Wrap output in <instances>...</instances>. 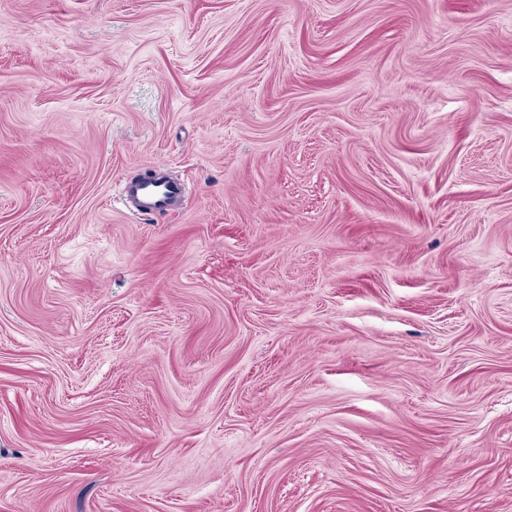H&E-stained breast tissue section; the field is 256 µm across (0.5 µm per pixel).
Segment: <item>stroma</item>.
Listing matches in <instances>:
<instances>
[{"label":"stroma","mask_w":512,"mask_h":512,"mask_svg":"<svg viewBox=\"0 0 512 512\" xmlns=\"http://www.w3.org/2000/svg\"><path fill=\"white\" fill-rule=\"evenodd\" d=\"M0 512H512V0H0ZM161 166H152L150 175L138 180L122 179L121 197L135 216L165 215L176 210L183 202L186 187L178 180L166 176Z\"/></svg>","instance_id":"35a3bbf8"}]
</instances>
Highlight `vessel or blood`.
Returning <instances> with one entry per match:
<instances>
[{
    "label": "vessel or blood",
    "mask_w": 512,
    "mask_h": 512,
    "mask_svg": "<svg viewBox=\"0 0 512 512\" xmlns=\"http://www.w3.org/2000/svg\"><path fill=\"white\" fill-rule=\"evenodd\" d=\"M121 197L137 216L165 215L176 210L186 195L185 186L164 173H152L137 180L121 182Z\"/></svg>",
    "instance_id": "b4317fda"
}]
</instances>
